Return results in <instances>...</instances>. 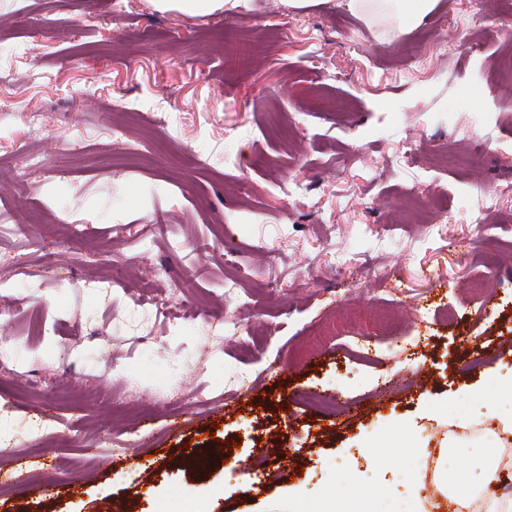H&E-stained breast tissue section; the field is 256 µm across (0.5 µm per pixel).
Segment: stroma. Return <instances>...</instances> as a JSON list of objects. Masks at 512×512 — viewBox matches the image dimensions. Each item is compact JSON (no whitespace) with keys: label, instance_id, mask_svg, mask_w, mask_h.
I'll return each instance as SVG.
<instances>
[{"label":"stroma","instance_id":"stroma-1","mask_svg":"<svg viewBox=\"0 0 512 512\" xmlns=\"http://www.w3.org/2000/svg\"><path fill=\"white\" fill-rule=\"evenodd\" d=\"M510 20L512 0H438L403 34L344 0L195 16L0 0V196L29 185L11 203L18 231L0 235V393L16 399L0 417L14 445L0 512H318L360 485L446 512L426 488L438 468L418 461L494 441L485 416L512 378V349L484 359L512 337V83L497 76ZM121 98L141 116L120 138ZM19 140L45 174L12 162ZM134 140L145 165L124 159ZM187 267L202 318L173 328L133 310ZM116 268L132 293L84 288ZM251 288L248 314L236 297ZM362 308L389 316L395 343L363 357L341 334L308 351ZM449 308L460 318H440ZM227 317L241 337L210 339ZM39 411L55 417L45 437L24 428ZM129 430L139 443L114 451Z\"/></svg>","mask_w":512,"mask_h":512}]
</instances>
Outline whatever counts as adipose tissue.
Returning <instances> with one entry per match:
<instances>
[{"label": "adipose tissue", "instance_id": "1", "mask_svg": "<svg viewBox=\"0 0 512 512\" xmlns=\"http://www.w3.org/2000/svg\"><path fill=\"white\" fill-rule=\"evenodd\" d=\"M436 4L437 0H347L351 13L388 19L402 33L420 25ZM477 453L482 456V466L475 475L470 473L467 462ZM499 454V449L493 447L478 452L471 448L458 449L453 465L442 472V486L449 497L460 506H469L477 488L496 481Z\"/></svg>", "mask_w": 512, "mask_h": 512}]
</instances>
